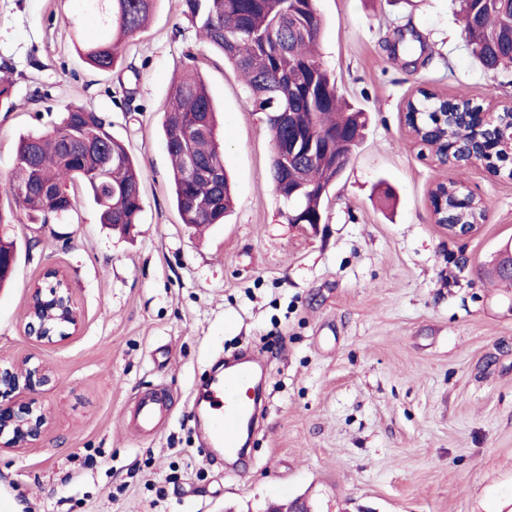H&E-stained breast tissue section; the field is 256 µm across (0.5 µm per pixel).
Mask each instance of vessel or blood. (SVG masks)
Segmentation results:
<instances>
[{
  "mask_svg": "<svg viewBox=\"0 0 512 512\" xmlns=\"http://www.w3.org/2000/svg\"><path fill=\"white\" fill-rule=\"evenodd\" d=\"M254 370L244 365L213 382L193 403V412L206 415L213 442L225 453L239 448L245 425L256 417V406L251 395ZM167 411L165 395L156 393L138 397L132 413V423L144 434H152Z\"/></svg>",
  "mask_w": 512,
  "mask_h": 512,
  "instance_id": "1",
  "label": "vessel or blood"
}]
</instances>
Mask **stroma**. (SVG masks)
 Masks as SVG:
<instances>
[{"instance_id":"obj_1","label":"stroma","mask_w":512,"mask_h":512,"mask_svg":"<svg viewBox=\"0 0 512 512\" xmlns=\"http://www.w3.org/2000/svg\"><path fill=\"white\" fill-rule=\"evenodd\" d=\"M318 57L368 117L363 143L318 224H292L273 191L263 113L223 57L202 46L180 0H158L122 64L91 68L71 24L77 0H0V236L19 258L0 290V360L53 374L35 398L50 413L40 443L0 454V512H262L307 498L314 512H512V284L494 259L512 244V161L439 165L405 123L427 89L483 111L512 105V71H484L452 0H316ZM414 28L426 47L407 68L387 43ZM197 56L224 133L234 206L198 232L171 198L163 107ZM102 113L141 165L135 236L112 233L79 196L67 216L29 223L3 191L19 137L60 108ZM460 179L487 210L454 239L434 224L435 181ZM68 278L79 331L26 336L32 286ZM265 365L268 404L237 470L201 444L192 400L225 358ZM163 390L153 435L128 412Z\"/></svg>"}]
</instances>
